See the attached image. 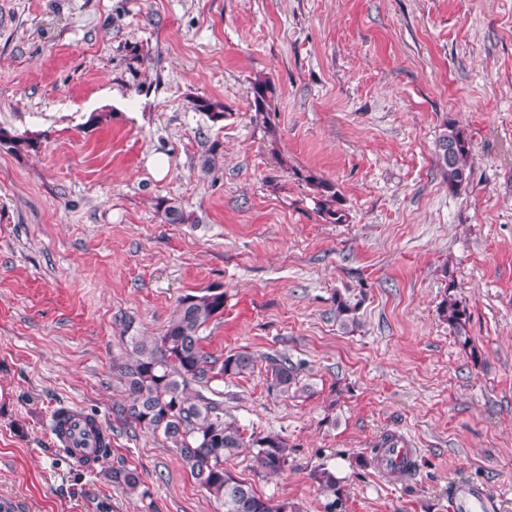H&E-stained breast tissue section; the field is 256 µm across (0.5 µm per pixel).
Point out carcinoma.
<instances>
[{
  "label": "carcinoma",
  "instance_id": "1",
  "mask_svg": "<svg viewBox=\"0 0 512 512\" xmlns=\"http://www.w3.org/2000/svg\"><path fill=\"white\" fill-rule=\"evenodd\" d=\"M251 107L270 122L276 112V90L267 80L252 83ZM193 108L209 121L224 120V101L197 97ZM23 142L31 148L40 145V137L15 136L0 129V144ZM437 163L448 192L458 193L469 186L473 173L471 141L466 130L454 121L444 123L436 141ZM218 145L213 144L197 157L199 172L208 176L219 163ZM316 198L320 217L329 224H343L347 214L342 208L336 185L309 172L300 175ZM167 224H194L196 217L186 212L176 199H164L159 204ZM454 282L448 283V294L438 306L439 316L448 323L457 340L469 345V315L454 294ZM336 320L342 327L357 324L360 303L338 292L334 296ZM224 315V292L207 288L200 294H186L178 300L172 317L158 336H127L133 357L112 365V385L123 393L120 406L123 422L170 443L202 490L222 508L223 512H294L288 503L275 504L257 493L253 485L238 479L229 468L242 448L252 449L253 469L263 476H273L288 464V443L278 434L244 436L235 421L224 413V391L212 387L218 378L240 377L265 363L269 390L288 397L306 389L303 383L305 367L286 354L258 356L238 351L223 361L207 353L202 345V332ZM397 446V437L386 434L371 448V457H361L356 465L366 468L379 458L383 448ZM112 484L141 499L148 492L141 489L142 480L135 468L124 465L112 468L108 474ZM317 491L323 497V512H336L346 499L341 479L336 471L317 467L312 473Z\"/></svg>",
  "mask_w": 512,
  "mask_h": 512
}]
</instances>
